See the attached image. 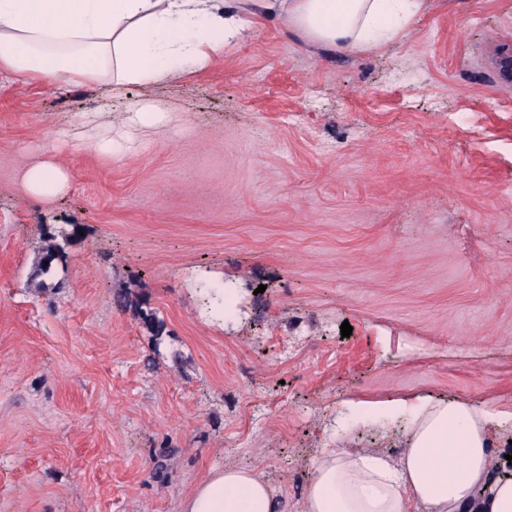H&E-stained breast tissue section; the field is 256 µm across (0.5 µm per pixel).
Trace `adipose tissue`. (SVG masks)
Segmentation results:
<instances>
[{"instance_id": "adipose-tissue-1", "label": "adipose tissue", "mask_w": 512, "mask_h": 512, "mask_svg": "<svg viewBox=\"0 0 512 512\" xmlns=\"http://www.w3.org/2000/svg\"><path fill=\"white\" fill-rule=\"evenodd\" d=\"M426 0H0V72L23 81L97 85L104 97L149 85L239 37L251 19L276 16L308 43L354 54L399 38ZM409 411L398 461L340 450L312 462L304 512H512V477L493 464L512 419L467 401H396ZM254 470L210 473L183 512H277Z\"/></svg>"}]
</instances>
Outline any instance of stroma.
<instances>
[{"instance_id":"obj_1","label":"stroma","mask_w":512,"mask_h":512,"mask_svg":"<svg viewBox=\"0 0 512 512\" xmlns=\"http://www.w3.org/2000/svg\"><path fill=\"white\" fill-rule=\"evenodd\" d=\"M421 396L512 410V0L356 55L260 18L105 108L0 74V512H181L230 465L303 512L313 456L399 458L374 411ZM127 120L131 124L154 125L165 119L166 112H162L160 106L155 103H145L129 112ZM68 180L60 168L45 163L29 172L27 185L33 196L48 197L66 188Z\"/></svg>"}]
</instances>
